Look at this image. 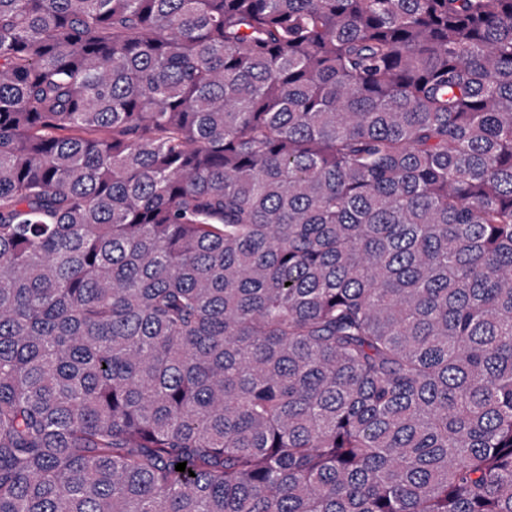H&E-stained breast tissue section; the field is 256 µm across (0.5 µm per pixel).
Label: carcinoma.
I'll return each mask as SVG.
<instances>
[{
  "instance_id": "carcinoma-1",
  "label": "carcinoma",
  "mask_w": 512,
  "mask_h": 512,
  "mask_svg": "<svg viewBox=\"0 0 512 512\" xmlns=\"http://www.w3.org/2000/svg\"><path fill=\"white\" fill-rule=\"evenodd\" d=\"M0 512H512V0H0Z\"/></svg>"
}]
</instances>
